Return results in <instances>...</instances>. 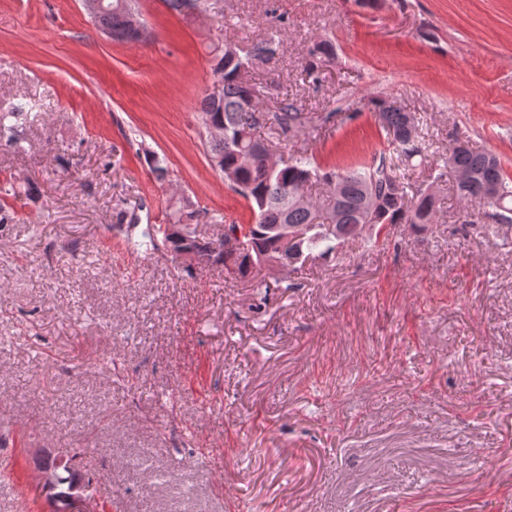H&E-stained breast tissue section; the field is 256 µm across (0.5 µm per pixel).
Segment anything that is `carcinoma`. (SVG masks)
Masks as SVG:
<instances>
[{
	"instance_id": "1",
	"label": "carcinoma",
	"mask_w": 512,
	"mask_h": 512,
	"mask_svg": "<svg viewBox=\"0 0 512 512\" xmlns=\"http://www.w3.org/2000/svg\"><path fill=\"white\" fill-rule=\"evenodd\" d=\"M100 2L102 8L96 16L99 27L116 40H134L122 7L127 0ZM277 50L278 42L271 36L254 43L237 61L222 54L214 57V70L222 75L224 88L217 100L209 95L202 98L200 119L204 125L211 121L223 127V137L210 139L207 144L210 159L219 161L224 167L235 165L240 153L253 148L256 143L270 148L266 139L256 135L259 122L255 112L259 96L271 95L272 85L249 84L239 76L240 68L249 67L255 61L270 60ZM330 53L329 44H315L306 64V73L312 83H319L323 58ZM369 104L389 146L399 157L409 161L424 155L421 134L413 135L406 129L408 113L379 97L369 99ZM34 110L35 104L25 98L1 110L0 141L21 147L24 128ZM274 119L279 139L286 142L294 129L305 122L306 116L295 102L284 99ZM444 166L454 173L470 174L468 182H456L457 197L464 207L482 205L496 217L507 212L512 214V176L506 173L494 153L477 151L469 146L454 147L450 157L444 160ZM314 179L328 188L336 180H343L342 198L338 200L329 195L322 203H314L307 209L287 205V199ZM491 183L499 184L502 190L496 201L485 196V187ZM232 188L248 202L252 214L250 224H226L223 238L203 239L197 233V225L207 212L192 197L186 196L175 205H167L165 223L147 226L140 245L153 251L163 245L173 256L187 261L189 254L205 252L212 263L224 266L225 273L246 280L261 267L274 262L286 270L295 269L317 249L323 254H332L336 252V243L355 237L354 226L364 222L374 225V230L366 236L373 245L384 242L391 230L401 224L425 230L435 223L438 208L435 196L422 191L409 194L410 186L405 177L396 172L392 157L384 152L374 156L367 166L341 171L321 168L313 156L304 152L281 163L257 156L249 167L240 170L239 182ZM285 207L288 208V223L304 228V237L288 245L282 244L274 231V227L282 223ZM209 222L220 224L222 217L214 213L209 216Z\"/></svg>"
}]
</instances>
